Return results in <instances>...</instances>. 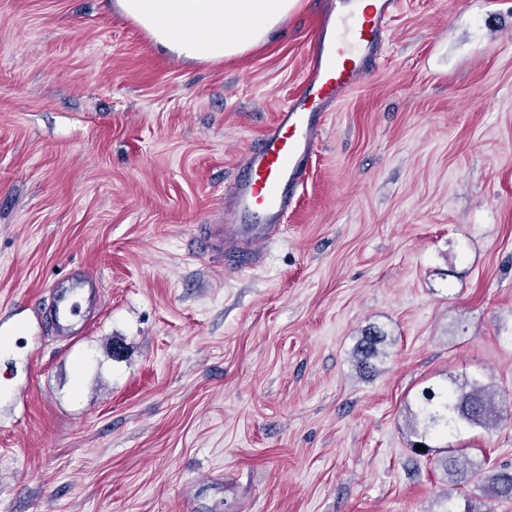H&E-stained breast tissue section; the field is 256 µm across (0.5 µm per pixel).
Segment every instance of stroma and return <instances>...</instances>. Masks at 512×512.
<instances>
[{
  "label": "stroma",
  "mask_w": 512,
  "mask_h": 512,
  "mask_svg": "<svg viewBox=\"0 0 512 512\" xmlns=\"http://www.w3.org/2000/svg\"><path fill=\"white\" fill-rule=\"evenodd\" d=\"M322 3L186 62L108 0H0V512H512L406 426L478 379L504 421L430 444L512 465V0H404L263 261L199 249ZM84 270L71 343L36 317ZM384 342L385 336L374 327L363 330L353 350L356 367L360 374L369 376L376 372L374 361L386 354L383 350Z\"/></svg>",
  "instance_id": "35a3bbf8"
}]
</instances>
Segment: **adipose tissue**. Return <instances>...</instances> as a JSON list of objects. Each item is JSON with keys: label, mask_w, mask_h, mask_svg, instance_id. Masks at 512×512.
<instances>
[{"label": "adipose tissue", "mask_w": 512, "mask_h": 512, "mask_svg": "<svg viewBox=\"0 0 512 512\" xmlns=\"http://www.w3.org/2000/svg\"><path fill=\"white\" fill-rule=\"evenodd\" d=\"M300 0H112L164 52L219 62L268 43Z\"/></svg>", "instance_id": "obj_1"}]
</instances>
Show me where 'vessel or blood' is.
Here are the masks:
<instances>
[{
    "label": "vessel or blood",
    "instance_id": "obj_1",
    "mask_svg": "<svg viewBox=\"0 0 512 512\" xmlns=\"http://www.w3.org/2000/svg\"><path fill=\"white\" fill-rule=\"evenodd\" d=\"M400 0H327L308 57L303 90L290 98L259 143L248 152L230 190L231 220L212 224L203 250L221 243L257 256L288 221L308 179L329 111L344 91L374 72ZM92 275L58 288L49 318L59 339H70L82 317Z\"/></svg>",
    "mask_w": 512,
    "mask_h": 512
}]
</instances>
